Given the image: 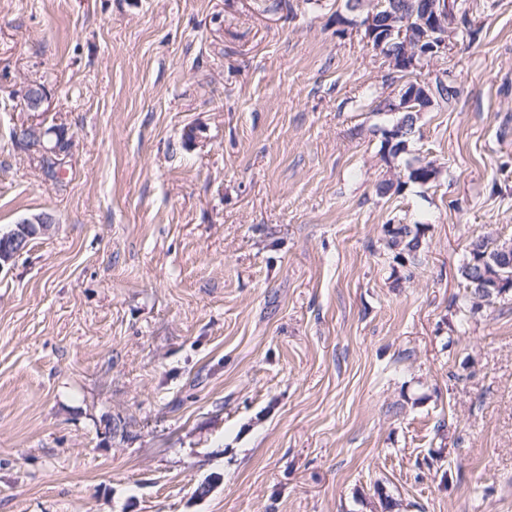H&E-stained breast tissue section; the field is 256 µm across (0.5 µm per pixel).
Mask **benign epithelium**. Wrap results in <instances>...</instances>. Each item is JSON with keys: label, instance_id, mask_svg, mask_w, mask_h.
<instances>
[{"label": "benign epithelium", "instance_id": "benign-epithelium-1", "mask_svg": "<svg viewBox=\"0 0 512 512\" xmlns=\"http://www.w3.org/2000/svg\"><path fill=\"white\" fill-rule=\"evenodd\" d=\"M457 3L458 0H429L415 25L400 20L398 11L385 19L372 9L362 16L359 28L364 31L366 45L384 59L390 71H423L447 54L455 35ZM18 97L23 110L33 114V118L17 129V142L57 161L55 170L61 173L74 146V137L66 131L60 140L44 142L45 129L39 124V116L52 110L48 87L28 80L21 85ZM435 97L436 83L426 81L403 88L387 98V103L393 112H423L434 105ZM52 222L48 214L20 221L9 236V244L0 245V268L20 256L31 239L48 234Z\"/></svg>", "mask_w": 512, "mask_h": 512}]
</instances>
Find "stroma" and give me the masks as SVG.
<instances>
[{
	"instance_id": "1",
	"label": "stroma",
	"mask_w": 512,
	"mask_h": 512,
	"mask_svg": "<svg viewBox=\"0 0 512 512\" xmlns=\"http://www.w3.org/2000/svg\"><path fill=\"white\" fill-rule=\"evenodd\" d=\"M459 7L390 164L346 0H0V230L54 217L0 267V512H512V296L459 273L512 240V0ZM18 97L23 110L33 114L34 118L17 129V142L34 149L45 158L58 161L56 173L51 159L41 158L39 161L45 176L58 182L60 176L57 175L65 169L66 159L74 146V137L65 129L64 137L59 141L55 139L48 143L44 142L45 129L39 124V116L52 110L51 95L47 86L41 85L38 81L28 80L21 85ZM390 226L385 231L387 248L399 250L398 254L406 253L409 256L416 253L420 247V225L417 224H396L391 231ZM477 248L483 250V253H487L491 256L498 251V245L491 247L485 238L477 239L472 243L468 255L459 268L460 276L464 281L466 297L471 303L472 308L481 307L483 304H493L494 300L512 293V289L506 295H503L501 291H498L500 288H504L506 291L512 288V261L499 267H485L481 270L478 265L473 263V254L476 253L475 249ZM485 274L499 275L505 281H510V283L496 278L489 281L486 276L484 281L481 282L480 288L487 289L488 291L494 289L498 292L494 291L492 294H480L476 282L481 277H484Z\"/></svg>"
}]
</instances>
